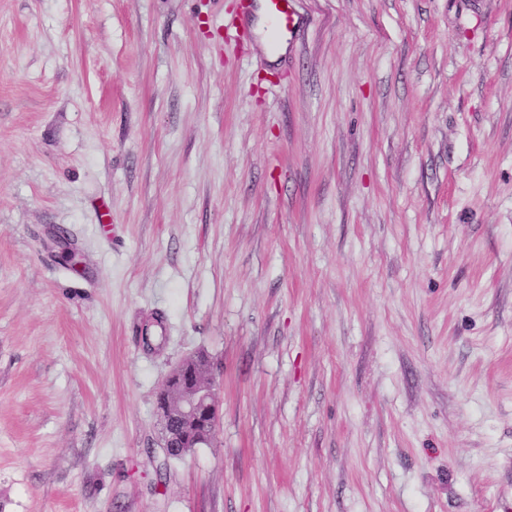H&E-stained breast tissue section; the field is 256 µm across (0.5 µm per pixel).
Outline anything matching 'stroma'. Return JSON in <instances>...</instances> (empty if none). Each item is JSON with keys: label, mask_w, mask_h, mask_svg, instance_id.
Returning <instances> with one entry per match:
<instances>
[{"label": "stroma", "mask_w": 512, "mask_h": 512, "mask_svg": "<svg viewBox=\"0 0 512 512\" xmlns=\"http://www.w3.org/2000/svg\"><path fill=\"white\" fill-rule=\"evenodd\" d=\"M239 6L0 0V512H512V0ZM263 8L278 49H292L309 23L299 12L297 0H263ZM216 386L211 361L200 353L168 373L157 393L161 445L168 457L211 444L219 419Z\"/></svg>", "instance_id": "35a3bbf8"}]
</instances>
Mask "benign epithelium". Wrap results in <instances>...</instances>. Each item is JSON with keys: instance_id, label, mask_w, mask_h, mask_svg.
Returning <instances> with one entry per match:
<instances>
[{"instance_id": "7a95c632", "label": "benign epithelium", "mask_w": 512, "mask_h": 512, "mask_svg": "<svg viewBox=\"0 0 512 512\" xmlns=\"http://www.w3.org/2000/svg\"><path fill=\"white\" fill-rule=\"evenodd\" d=\"M216 377L211 361L198 353L177 364L160 385L157 410L161 445L169 457L213 441L219 419Z\"/></svg>"}]
</instances>
